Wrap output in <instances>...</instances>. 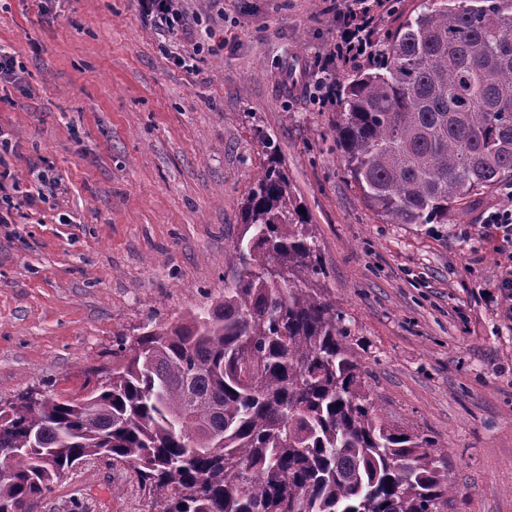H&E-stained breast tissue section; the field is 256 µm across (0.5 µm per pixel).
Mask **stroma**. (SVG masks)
Returning <instances> with one entry per match:
<instances>
[{"instance_id": "35a3bbf8", "label": "stroma", "mask_w": 512, "mask_h": 512, "mask_svg": "<svg viewBox=\"0 0 512 512\" xmlns=\"http://www.w3.org/2000/svg\"><path fill=\"white\" fill-rule=\"evenodd\" d=\"M342 0H184L172 34L133 0H0V45L24 68L0 86V129L23 183L44 162L48 202L0 225V400L26 389L85 394L112 347L210 304L241 201L276 146L394 429L448 457L451 512H512V243L488 225L497 191L444 224H388L368 208L321 106ZM202 50H195V43ZM193 54L191 66L177 55ZM135 471L105 458L63 474L25 512H148Z\"/></svg>"}]
</instances>
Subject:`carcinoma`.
Segmentation results:
<instances>
[{
	"instance_id": "carcinoma-1",
	"label": "carcinoma",
	"mask_w": 512,
	"mask_h": 512,
	"mask_svg": "<svg viewBox=\"0 0 512 512\" xmlns=\"http://www.w3.org/2000/svg\"><path fill=\"white\" fill-rule=\"evenodd\" d=\"M336 142L388 224H446L512 182V0H420L342 85ZM265 148L224 297L117 340L89 398L0 409V512L95 456L133 467L156 512H448L447 458L383 421Z\"/></svg>"
}]
</instances>
